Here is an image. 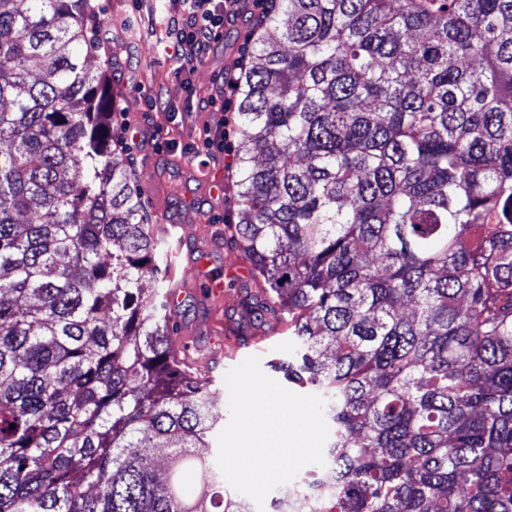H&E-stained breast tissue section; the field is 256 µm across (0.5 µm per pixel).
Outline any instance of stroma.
Listing matches in <instances>:
<instances>
[{
	"mask_svg": "<svg viewBox=\"0 0 512 512\" xmlns=\"http://www.w3.org/2000/svg\"><path fill=\"white\" fill-rule=\"evenodd\" d=\"M105 38L88 58L93 75H104L113 94L112 147L131 179L150 223L165 224L188 216L185 254L219 240L222 251L209 259L202 275H191L177 309L179 333L193 337L201 353L217 358L211 377L224 388L226 373L236 367L224 338V326L237 323L238 289L250 280L251 265L225 227L239 221L236 176L232 165L239 142L237 126H229L222 153L200 151L206 130L220 113L189 104L175 79L173 49L165 39V21L180 13L178 0H91ZM264 30L252 18L225 24L206 59L190 75L198 96L214 94L235 68L241 45H254ZM224 282L223 298L202 291L206 279Z\"/></svg>",
	"mask_w": 512,
	"mask_h": 512,
	"instance_id": "35a3bbf8",
	"label": "stroma"
}]
</instances>
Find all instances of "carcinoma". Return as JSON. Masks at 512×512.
<instances>
[{"instance_id":"carcinoma-1","label":"carcinoma","mask_w":512,"mask_h":512,"mask_svg":"<svg viewBox=\"0 0 512 512\" xmlns=\"http://www.w3.org/2000/svg\"><path fill=\"white\" fill-rule=\"evenodd\" d=\"M90 0H0V512H253L174 349ZM238 82L248 322L324 401L268 512H512V0H280ZM43 63L33 77L29 62Z\"/></svg>"}]
</instances>
